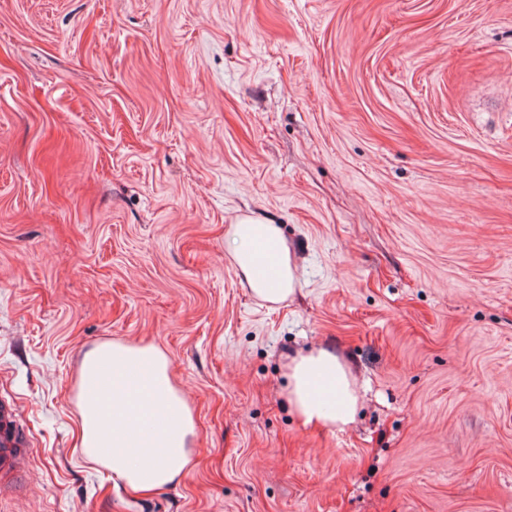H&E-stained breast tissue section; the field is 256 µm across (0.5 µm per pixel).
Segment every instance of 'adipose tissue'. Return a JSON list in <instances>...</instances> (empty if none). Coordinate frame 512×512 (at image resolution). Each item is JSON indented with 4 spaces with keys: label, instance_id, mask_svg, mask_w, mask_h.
Masks as SVG:
<instances>
[{
    "label": "adipose tissue",
    "instance_id": "1",
    "mask_svg": "<svg viewBox=\"0 0 512 512\" xmlns=\"http://www.w3.org/2000/svg\"><path fill=\"white\" fill-rule=\"evenodd\" d=\"M232 257L252 292L278 303L293 294L291 252L280 229L248 217L233 229ZM154 346L104 342L83 357L78 408L80 445L126 486L140 491L181 480L190 469L191 410ZM288 401L307 424L345 427L358 409L350 369L326 349L287 364Z\"/></svg>",
    "mask_w": 512,
    "mask_h": 512
}]
</instances>
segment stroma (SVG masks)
Wrapping results in <instances>:
<instances>
[{
	"label": "stroma",
	"instance_id": "1",
	"mask_svg": "<svg viewBox=\"0 0 512 512\" xmlns=\"http://www.w3.org/2000/svg\"><path fill=\"white\" fill-rule=\"evenodd\" d=\"M106 341L170 362L176 484L80 451ZM319 348L341 429L288 402ZM0 399L30 442L0 512H512V0H0ZM232 257L252 292L269 303L294 293L291 252L276 224L248 217L234 225ZM288 369V402L305 424L345 427L358 409L359 396L350 369L326 349L292 357Z\"/></svg>",
	"mask_w": 512,
	"mask_h": 512
}]
</instances>
